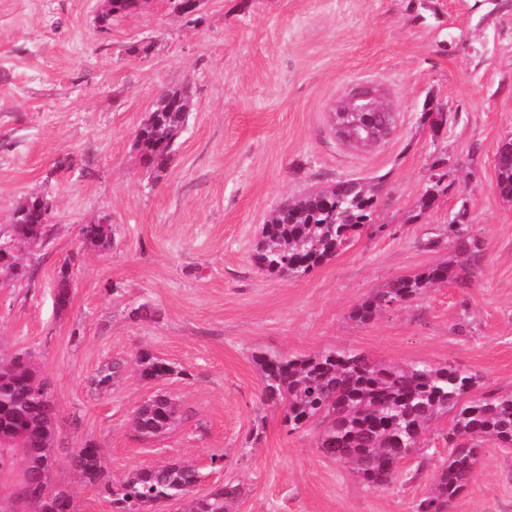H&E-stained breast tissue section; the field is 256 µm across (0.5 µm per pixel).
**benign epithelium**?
I'll list each match as a JSON object with an SVG mask.
<instances>
[{
    "label": "benign epithelium",
    "mask_w": 512,
    "mask_h": 512,
    "mask_svg": "<svg viewBox=\"0 0 512 512\" xmlns=\"http://www.w3.org/2000/svg\"><path fill=\"white\" fill-rule=\"evenodd\" d=\"M336 133L345 143L370 146L394 132V112L375 84H360L334 105Z\"/></svg>",
    "instance_id": "1"
}]
</instances>
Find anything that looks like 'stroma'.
I'll list each match as a JSON object with an SVG mask.
<instances>
[{
  "label": "stroma",
  "instance_id": "stroma-1",
  "mask_svg": "<svg viewBox=\"0 0 512 512\" xmlns=\"http://www.w3.org/2000/svg\"><path fill=\"white\" fill-rule=\"evenodd\" d=\"M104 0H0V237L32 197L51 204L35 277L0 272V357L30 352L57 407L51 482L75 512H113L81 483L69 453L103 449L113 481L178 459L204 495L233 484L229 512H413L448 455L449 417L432 422L427 461L403 460L385 489L323 455L318 430L288 431L261 396L259 353L353 350L374 361L450 363L477 393L512 387V202L496 188L495 152L512 138V0H202L192 20L170 0L101 30ZM379 85L397 132L370 147L342 142L332 108L354 85ZM190 85L186 127L163 174L135 132L159 95ZM448 119L432 133L423 113ZM447 190L419 200L434 156ZM354 180L380 186L374 224L332 260L293 279L258 272L253 252L288 198ZM466 210L481 259L467 286L427 288L368 324L350 312L373 289L459 261L446 233ZM109 219L114 247H84V225ZM71 302L53 292L70 253ZM147 306L146 318L132 317ZM181 376L143 379L141 348ZM106 391L91 379L112 358ZM185 414L145 440L132 411L157 394ZM224 458L214 468L213 456ZM449 512H512V450L487 448ZM124 359H115L102 365L91 379L92 385L97 390H108L124 367Z\"/></svg>",
  "mask_w": 512,
  "mask_h": 512
}]
</instances>
